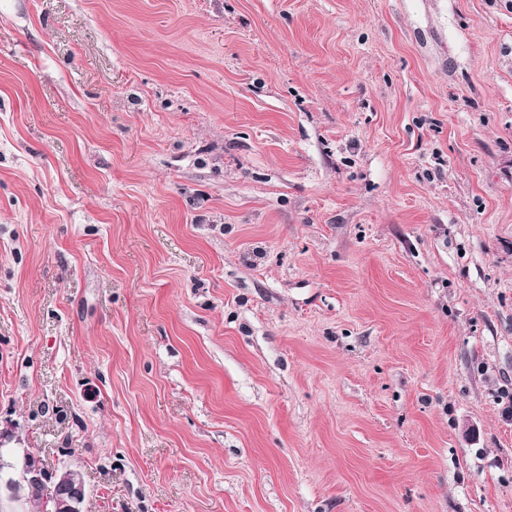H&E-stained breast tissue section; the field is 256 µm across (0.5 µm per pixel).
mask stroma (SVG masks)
<instances>
[{
	"mask_svg": "<svg viewBox=\"0 0 512 512\" xmlns=\"http://www.w3.org/2000/svg\"><path fill=\"white\" fill-rule=\"evenodd\" d=\"M0 427L86 512H512V0H0Z\"/></svg>",
	"mask_w": 512,
	"mask_h": 512,
	"instance_id": "obj_1",
	"label": "stroma"
}]
</instances>
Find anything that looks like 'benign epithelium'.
I'll return each instance as SVG.
<instances>
[{
	"mask_svg": "<svg viewBox=\"0 0 512 512\" xmlns=\"http://www.w3.org/2000/svg\"><path fill=\"white\" fill-rule=\"evenodd\" d=\"M12 433L0 429V512H22L30 491L39 484H58L64 491L53 498V512H86L87 489L76 468L48 471L28 448H12Z\"/></svg>",
	"mask_w": 512,
	"mask_h": 512,
	"instance_id": "1",
	"label": "benign epithelium"
}]
</instances>
